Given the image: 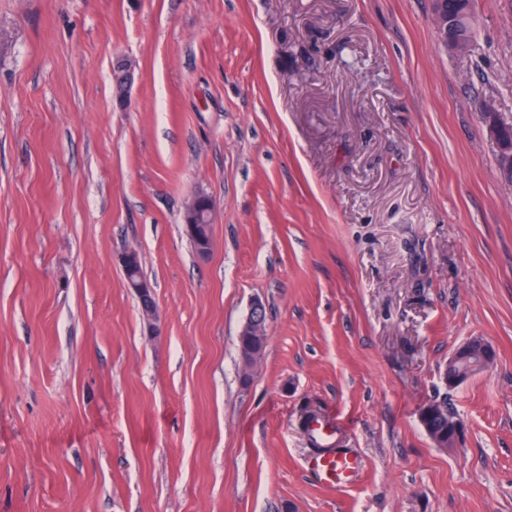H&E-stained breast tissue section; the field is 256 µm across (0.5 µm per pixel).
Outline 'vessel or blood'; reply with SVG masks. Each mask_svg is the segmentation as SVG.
<instances>
[{"label": "vessel or blood", "instance_id": "b4317fda", "mask_svg": "<svg viewBox=\"0 0 512 512\" xmlns=\"http://www.w3.org/2000/svg\"><path fill=\"white\" fill-rule=\"evenodd\" d=\"M313 435L321 442L325 451L310 456L306 465L317 480L329 487L347 488L352 486L363 467V460L358 453L348 450L335 452L342 431L340 422L327 415L315 416L310 424Z\"/></svg>", "mask_w": 512, "mask_h": 512}]
</instances>
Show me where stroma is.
I'll list each match as a JSON object with an SVG mask.
<instances>
[{
    "instance_id": "1",
    "label": "stroma",
    "mask_w": 512,
    "mask_h": 512,
    "mask_svg": "<svg viewBox=\"0 0 512 512\" xmlns=\"http://www.w3.org/2000/svg\"><path fill=\"white\" fill-rule=\"evenodd\" d=\"M472 8L454 55L432 0H0V512H512V0ZM310 410L354 488L306 471ZM112 80L116 97L126 103L130 100L135 82V65L127 59L116 61L112 69ZM213 209V203L205 196H193L186 206L185 226L190 237L199 242L198 254L205 257L211 250V225L209 216ZM138 261L139 257L137 253L134 251L127 252L123 258L122 265L125 271L127 286L128 288H131L133 291L137 293L142 304L143 313L146 316L147 320L156 321L158 318V314L150 284L146 280H142L141 278L130 276L128 274L129 270H132L137 266L139 273L143 276L141 265L140 262L138 263ZM264 320L263 303L256 300L252 303L250 312L241 327L240 334L253 336L261 345L267 343V325L263 323ZM492 357V349L485 340L472 338L450 357L444 379L449 385L458 384L473 373L486 369ZM423 409H422V411H423ZM442 409H443V405L438 404V403H435L434 405L426 407L421 416L422 426L424 427V429L426 430V432L428 433L430 438L432 440H434V442L436 444L439 445L438 447L448 448V449L455 448L457 439H458V434H459V425H457L456 423L454 424L453 433L451 434V431L448 428V416L447 415L444 417V420L438 424L437 431H439L441 433L448 434V441H444V438L442 435L434 432V428L432 426L433 419L435 417H438L439 415H441ZM313 435L327 448H323L315 440L309 438V442L314 451L328 450V447L339 444V435L342 431L341 423L324 413L314 416V420L310 424Z\"/></svg>"
}]
</instances>
